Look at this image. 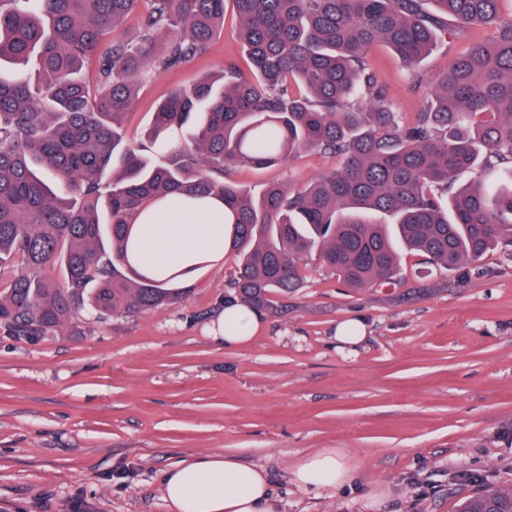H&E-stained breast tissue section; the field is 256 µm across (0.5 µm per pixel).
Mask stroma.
<instances>
[{
  "mask_svg": "<svg viewBox=\"0 0 512 512\" xmlns=\"http://www.w3.org/2000/svg\"><path fill=\"white\" fill-rule=\"evenodd\" d=\"M369 60L397 111L424 94L387 47ZM247 69L233 11L209 49L142 83L124 119L136 146L155 103L227 65ZM312 151L229 177L258 193L298 188L337 168ZM479 274L405 253L391 284L346 287L316 257L302 283L274 291L253 344L225 348L232 252L180 282L175 304L134 316L83 312L28 340L0 327V512H169L162 473L202 452L265 468L280 512H458L463 498L512 489V262L487 253ZM362 317L367 339L336 347V327ZM354 474L338 489L301 490L291 469L322 449Z\"/></svg>",
  "mask_w": 512,
  "mask_h": 512,
  "instance_id": "stroma-1",
  "label": "stroma"
}]
</instances>
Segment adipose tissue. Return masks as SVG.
I'll return each mask as SVG.
<instances>
[{
  "label": "adipose tissue",
  "instance_id": "obj_1",
  "mask_svg": "<svg viewBox=\"0 0 512 512\" xmlns=\"http://www.w3.org/2000/svg\"><path fill=\"white\" fill-rule=\"evenodd\" d=\"M224 204L172 210L153 209L140 239L145 264L160 265L179 274L224 248ZM263 323L253 308L228 304L218 322L225 347H249ZM294 483L307 490L342 482L347 471L333 451L307 456L294 472ZM170 512H278L279 501L266 471L239 461L228 452L194 454L172 464L162 477Z\"/></svg>",
  "mask_w": 512,
  "mask_h": 512
}]
</instances>
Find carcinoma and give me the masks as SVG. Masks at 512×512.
Wrapping results in <instances>:
<instances>
[{"mask_svg": "<svg viewBox=\"0 0 512 512\" xmlns=\"http://www.w3.org/2000/svg\"><path fill=\"white\" fill-rule=\"evenodd\" d=\"M232 2L253 70L197 76L154 112L147 143L122 147L149 73L207 50ZM0 0V326L38 339L75 323L158 310L178 291L137 265L132 229L152 204L224 201L235 269L224 301L261 309L299 287L311 255L349 288L389 283L396 246L448 271L512 253V15L502 0ZM492 26L430 86L413 122L394 110L367 53L392 50L415 83L448 29ZM339 168L254 195L239 165L309 151ZM507 166L508 185L483 173ZM111 181L102 186L105 174ZM383 213L377 224L367 213ZM60 265L63 281L43 272ZM459 512H512L488 489Z\"/></svg>", "mask_w": 512, "mask_h": 512, "instance_id": "1", "label": "carcinoma"}]
</instances>
